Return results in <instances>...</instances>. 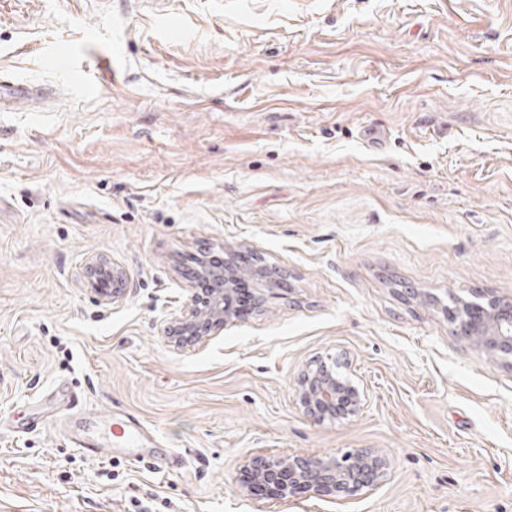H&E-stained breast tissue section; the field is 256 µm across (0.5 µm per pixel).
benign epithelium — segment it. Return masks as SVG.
<instances>
[{"instance_id":"benign-epithelium-1","label":"benign epithelium","mask_w":512,"mask_h":512,"mask_svg":"<svg viewBox=\"0 0 512 512\" xmlns=\"http://www.w3.org/2000/svg\"><path fill=\"white\" fill-rule=\"evenodd\" d=\"M110 277L97 276L91 287L106 301L121 296L126 286L121 267L112 265ZM205 275L224 279V288H218L204 305L198 297H192L189 311L166 329V335L174 345L182 347L210 335L232 319V313L224 302L230 296L231 280L240 275L251 277L256 285L258 303L278 295V277L267 267L251 265L229 270L206 271ZM458 322L459 338L468 344L512 366V302L491 297L484 303L461 301L451 312ZM348 364L336 363V357L328 355L316 368L304 373L299 381L300 404L304 413L315 421L328 417L355 416L367 403V393L345 372ZM247 467L253 484L261 486L275 483L277 497L291 501L302 492L321 497L349 498L374 487L389 468V460L373 451L357 450L336 455L308 457H261L252 458Z\"/></svg>"}]
</instances>
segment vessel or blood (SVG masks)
Listing matches in <instances>:
<instances>
[{
    "mask_svg": "<svg viewBox=\"0 0 512 512\" xmlns=\"http://www.w3.org/2000/svg\"><path fill=\"white\" fill-rule=\"evenodd\" d=\"M46 88L16 84L0 80V109H22L44 99ZM55 398L62 408L59 421L73 447L86 456L96 459L111 458L114 452L123 453L131 462L152 459L160 468L172 466L175 461L171 449L165 448L154 427L139 418L123 412H113L98 417L96 431H88L85 422L89 411L69 389L55 391Z\"/></svg>",
    "mask_w": 512,
    "mask_h": 512,
    "instance_id": "1",
    "label": "vessel or blood"
}]
</instances>
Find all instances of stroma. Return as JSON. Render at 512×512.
Returning <instances> with one entry per match:
<instances>
[{
	"label": "stroma",
	"instance_id": "obj_1",
	"mask_svg": "<svg viewBox=\"0 0 512 512\" xmlns=\"http://www.w3.org/2000/svg\"><path fill=\"white\" fill-rule=\"evenodd\" d=\"M0 76L52 90L0 110V512H512V368L446 311L512 298V0H0ZM205 250L283 289L178 348ZM328 354L368 402L318 423ZM62 383L180 465L15 431ZM358 449L390 466L349 499L245 490ZM110 277L108 280H103L101 275H96L97 279L91 284V288L105 300L115 301L116 298L121 296V290L126 286L125 273L121 267L112 263V267L108 269Z\"/></svg>",
	"mask_w": 512,
	"mask_h": 512
}]
</instances>
